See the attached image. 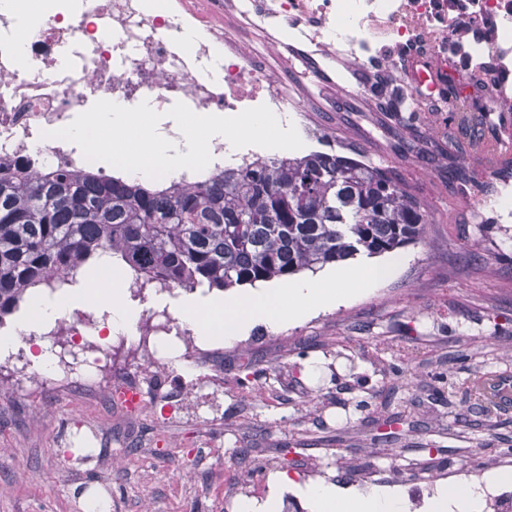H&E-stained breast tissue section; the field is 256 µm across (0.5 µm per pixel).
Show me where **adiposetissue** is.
Here are the masks:
<instances>
[{
  "instance_id": "ef3b65f1",
  "label": "adipose tissue",
  "mask_w": 512,
  "mask_h": 512,
  "mask_svg": "<svg viewBox=\"0 0 512 512\" xmlns=\"http://www.w3.org/2000/svg\"><path fill=\"white\" fill-rule=\"evenodd\" d=\"M402 263V258L397 257L369 267L296 280L279 288L260 287L231 302L186 309L184 315L204 342L235 339L257 320L277 331L312 311L336 305L353 290L371 288L394 277ZM122 290L121 275L104 264L80 293L83 300L110 307L108 324L115 333L128 331L133 323ZM482 493L480 485L459 479L432 497L430 512H471ZM306 500L309 512H408L406 500L386 487L357 490L321 482L307 487Z\"/></svg>"
}]
</instances>
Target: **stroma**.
<instances>
[{
  "mask_svg": "<svg viewBox=\"0 0 512 512\" xmlns=\"http://www.w3.org/2000/svg\"><path fill=\"white\" fill-rule=\"evenodd\" d=\"M414 58L442 81L428 111L383 112L346 94L335 111L308 112L303 146L392 169L419 201L424 239L398 249V274L278 331L254 323L206 361L183 312L243 287L138 286L125 272L133 330L122 343L109 337L112 366L100 383L161 378L178 391L177 408L149 404L125 417L94 392L58 390L35 356L66 336L0 348V512H85L79 496L92 488L111 512H237L241 501L273 496L282 510L307 512L301 491L321 481L393 488L410 512H429L437 488L461 477L502 495L497 512H512V483L490 480L512 470L502 453L512 446V402L488 418L467 393L476 369L512 379V218L497 206L512 179L458 151L475 135H511L512 99L491 102L495 76L486 69L472 83L457 56ZM456 97L469 125L448 110ZM449 153L471 183L449 182ZM155 316L171 335L153 334ZM281 473L288 481L273 489Z\"/></svg>",
  "mask_w": 512,
  "mask_h": 512,
  "instance_id": "1",
  "label": "stroma"
}]
</instances>
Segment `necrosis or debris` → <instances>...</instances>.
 I'll list each match as a JSON object with an SVG mask.
<instances>
[{"label":"necrosis or debris","mask_w":512,"mask_h":512,"mask_svg":"<svg viewBox=\"0 0 512 512\" xmlns=\"http://www.w3.org/2000/svg\"><path fill=\"white\" fill-rule=\"evenodd\" d=\"M18 15L0 8V163L46 172L97 170L74 143L55 137L88 103L129 106L151 99L156 111L183 102L200 115L267 105L299 115L309 101L335 107L328 94L337 68L354 88L362 73L398 79L412 107L422 99L401 64L404 46H471L498 70L512 64V0H81L78 13L49 9L30 31L26 55L8 37ZM198 36L179 39L185 27ZM76 58L58 65L61 51ZM70 338L68 384L95 379L110 363L93 341L89 318L62 319Z\"/></svg>","instance_id":"obj_1"}]
</instances>
